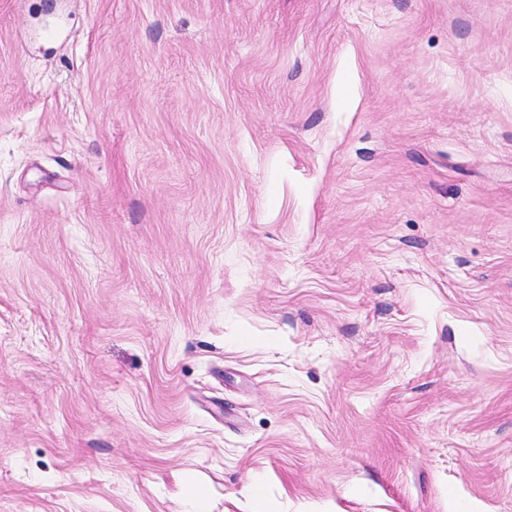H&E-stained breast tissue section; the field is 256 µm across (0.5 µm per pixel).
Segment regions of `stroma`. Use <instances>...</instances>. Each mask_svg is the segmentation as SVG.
Returning a JSON list of instances; mask_svg holds the SVG:
<instances>
[{"label":"stroma","instance_id":"35a3bbf8","mask_svg":"<svg viewBox=\"0 0 512 512\" xmlns=\"http://www.w3.org/2000/svg\"><path fill=\"white\" fill-rule=\"evenodd\" d=\"M0 512H512V0H0Z\"/></svg>","mask_w":512,"mask_h":512}]
</instances>
